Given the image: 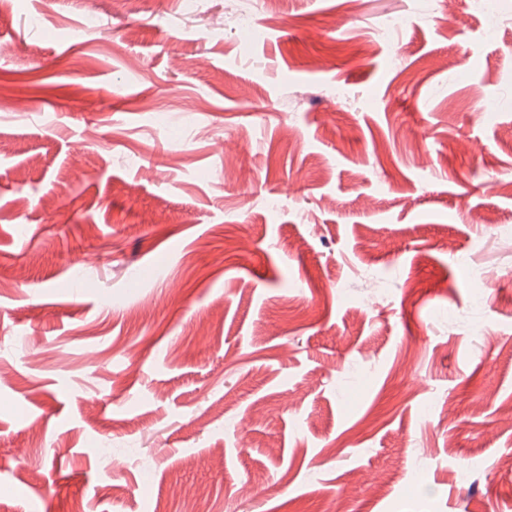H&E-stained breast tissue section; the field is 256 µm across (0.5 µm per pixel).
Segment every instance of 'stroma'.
Masks as SVG:
<instances>
[{
  "instance_id": "stroma-1",
  "label": "stroma",
  "mask_w": 512,
  "mask_h": 512,
  "mask_svg": "<svg viewBox=\"0 0 512 512\" xmlns=\"http://www.w3.org/2000/svg\"><path fill=\"white\" fill-rule=\"evenodd\" d=\"M490 3L0 0V512H512Z\"/></svg>"
}]
</instances>
